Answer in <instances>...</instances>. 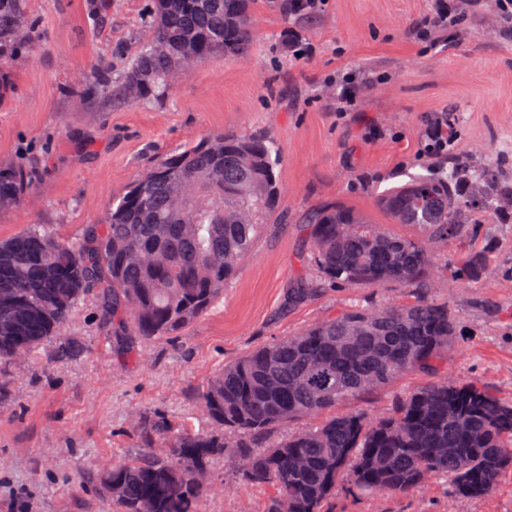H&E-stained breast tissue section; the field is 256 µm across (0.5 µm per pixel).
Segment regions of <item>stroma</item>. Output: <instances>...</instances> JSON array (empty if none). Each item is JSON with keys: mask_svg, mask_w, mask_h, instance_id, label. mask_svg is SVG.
Segmentation results:
<instances>
[{"mask_svg": "<svg viewBox=\"0 0 512 512\" xmlns=\"http://www.w3.org/2000/svg\"><path fill=\"white\" fill-rule=\"evenodd\" d=\"M148 0H26L38 27L29 53L7 65L13 91L0 104V171L34 181L0 209V240L40 225L70 240L103 223L109 202L163 154L212 132L270 134L279 148L281 194L275 212L208 314L177 339L116 338L97 289L79 302L61 339L12 364L0 401V512H107L98 474L144 446L139 431L157 416L173 432L209 423L199 394L225 364L344 310L349 299L411 303L416 290L382 285L329 288L285 309L300 269L308 212L337 202L377 224L388 222L378 191L434 165L421 135L429 118L450 114V154L483 168L512 158V28L495 0H477L451 36L420 42L416 22L435 0H324L316 13L284 17L254 4L258 33L247 57H217L175 86L171 99L125 103L101 95L99 64L119 80L148 36ZM308 43L296 59L285 30ZM371 74L343 99V76ZM469 246L489 253L488 272L459 279L460 247L433 243L441 266L431 298L448 303L465 338L448 369L512 400V224L476 213ZM81 346L60 355V342ZM408 374L382 390L337 405V412L384 413L422 385ZM219 493L205 512H263L272 491L246 488L230 458L216 459ZM336 512H512V475L482 499L452 497L434 483L422 493L378 499L340 496Z\"/></svg>", "mask_w": 512, "mask_h": 512, "instance_id": "obj_1", "label": "stroma"}]
</instances>
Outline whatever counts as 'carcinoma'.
Returning <instances> with one entry per match:
<instances>
[{
	"mask_svg": "<svg viewBox=\"0 0 512 512\" xmlns=\"http://www.w3.org/2000/svg\"><path fill=\"white\" fill-rule=\"evenodd\" d=\"M255 0H153L149 37L122 86L141 85L140 100H163L167 73L191 49L198 64L247 55L255 39ZM36 21L25 0H0V102L10 76L3 65L30 48ZM279 149L267 133H212L158 157L115 198L105 224L78 242L32 227L0 242V366L32 354L72 317L89 288H101L103 320L117 337L174 339L224 294L251 252L278 198ZM425 171L377 198L393 224H413L410 238L331 203L307 218L308 273L293 278L284 306L303 304L326 287L392 284L426 291L438 257L429 241L466 238V218L512 202L499 169ZM26 174H0V198L19 201ZM184 190L183 207L169 192ZM486 267L463 257L473 281ZM24 287H19V284ZM457 322L446 302H352L335 317L275 339L224 366L201 395L211 422L204 433L173 434L160 420L145 434L152 447L98 475L113 512H203L212 492L193 480L232 448L238 483L272 487L265 512H335L336 495L413 496L426 480L443 481L466 499L488 497L512 473V400L476 380L448 381ZM413 373L426 378L387 411L338 414L336 405ZM321 421L266 446L267 432L300 418Z\"/></svg>",
	"mask_w": 512,
	"mask_h": 512,
	"instance_id": "cac0c4a2",
	"label": "carcinoma"
}]
</instances>
